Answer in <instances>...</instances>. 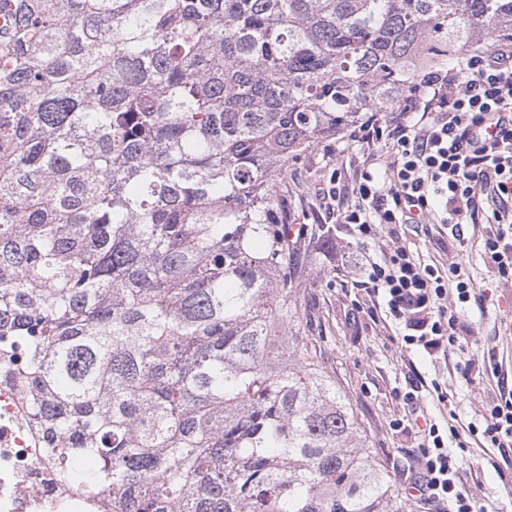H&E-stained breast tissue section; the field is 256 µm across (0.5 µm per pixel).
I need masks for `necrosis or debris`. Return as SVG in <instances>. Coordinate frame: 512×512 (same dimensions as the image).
<instances>
[{
    "instance_id": "necrosis-or-debris-1",
    "label": "necrosis or debris",
    "mask_w": 512,
    "mask_h": 512,
    "mask_svg": "<svg viewBox=\"0 0 512 512\" xmlns=\"http://www.w3.org/2000/svg\"><path fill=\"white\" fill-rule=\"evenodd\" d=\"M15 360L0 357V512H108L112 487L80 472L59 476L19 389Z\"/></svg>"
}]
</instances>
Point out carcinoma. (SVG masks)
I'll list each match as a JSON object with an SVG mask.
<instances>
[{
  "mask_svg": "<svg viewBox=\"0 0 512 512\" xmlns=\"http://www.w3.org/2000/svg\"><path fill=\"white\" fill-rule=\"evenodd\" d=\"M512 0H0V351L111 512H407L307 356L288 163Z\"/></svg>",
  "mask_w": 512,
  "mask_h": 512,
  "instance_id": "1",
  "label": "carcinoma"
}]
</instances>
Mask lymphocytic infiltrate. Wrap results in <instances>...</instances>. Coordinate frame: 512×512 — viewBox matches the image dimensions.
<instances>
[{
    "label": "lymphocytic infiltrate",
    "instance_id": "1",
    "mask_svg": "<svg viewBox=\"0 0 512 512\" xmlns=\"http://www.w3.org/2000/svg\"><path fill=\"white\" fill-rule=\"evenodd\" d=\"M423 72L396 109L367 113L346 132L368 145L389 138V161L363 163L348 180L334 171L324 197L352 236L386 228L382 256L364 268L360 285L373 307L404 325L405 348L431 354L457 343L476 285L458 263L444 270L422 263L400 245L395 227L436 219L457 230L490 218L498 230L485 241L487 262L499 278L512 279V247L503 244L512 237V45L475 55L464 73L429 65ZM477 433L500 453L512 451V393L486 405L481 425L467 433L451 423L418 428L419 453L406 481L420 512H487L461 481L466 437Z\"/></svg>",
    "mask_w": 512,
    "mask_h": 512
}]
</instances>
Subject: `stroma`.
Wrapping results in <instances>:
<instances>
[{
	"label": "stroma",
	"instance_id": "stroma-1",
	"mask_svg": "<svg viewBox=\"0 0 512 512\" xmlns=\"http://www.w3.org/2000/svg\"><path fill=\"white\" fill-rule=\"evenodd\" d=\"M388 147L384 140L370 148L346 139H321L289 163L282 194L289 223L305 229L303 238L290 245L299 256L295 301L303 316L291 332L305 337L314 362L357 414L376 462L398 486L402 471L414 460L419 440L411 431L399 432L393 426L407 411L397 392L405 390L412 375L437 382L441 394L423 396L429 418L443 425L449 416H456L461 430L479 421L483 405L498 394L497 379L485 370V362L500 364L502 372L512 374V282H500L482 259L484 239L496 232V225L466 224L459 237L437 223L419 231L410 224L398 227L401 244L422 262L466 264L483 296L482 310L463 318L468 327L463 350L436 358L402 350L403 327L383 311H370V301L358 284L359 269L380 256L377 241L349 237L345 226L331 221L322 202V189L333 170L352 175L369 152L383 154ZM326 232L332 235L333 247L322 244ZM469 359L477 371L465 377L456 365ZM469 442L470 455L461 473L464 484L479 498L512 502V459L490 464L496 449L481 447L474 436Z\"/></svg>",
	"mask_w": 512,
	"mask_h": 512
}]
</instances>
